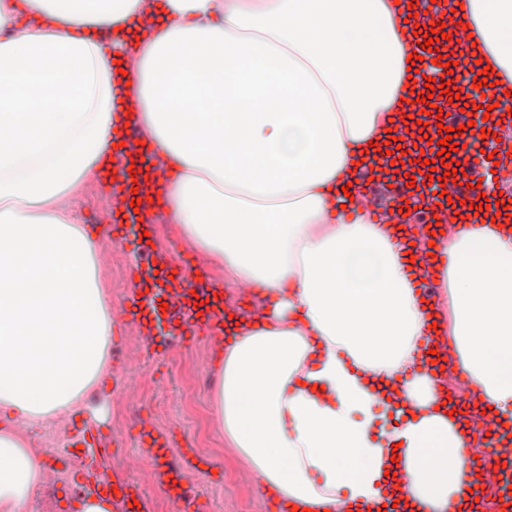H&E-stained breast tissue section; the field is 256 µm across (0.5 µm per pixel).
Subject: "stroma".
<instances>
[{
  "label": "stroma",
  "mask_w": 512,
  "mask_h": 512,
  "mask_svg": "<svg viewBox=\"0 0 512 512\" xmlns=\"http://www.w3.org/2000/svg\"><path fill=\"white\" fill-rule=\"evenodd\" d=\"M96 243L112 255L111 239L100 237ZM128 267V258L112 255L110 262L100 268L102 286L114 309L112 326L119 337L131 335L134 330L119 314L132 283ZM129 351L136 358L135 364L123 366L117 357H110L111 385L91 390L68 421L47 422L29 432L32 447L54 457L57 467L45 471L42 489L27 512H77L75 503L65 501L60 481L83 478L84 452L78 447L76 428L96 408L101 411L98 428L104 438L97 449L100 475L113 484L138 482L151 497V512L174 510L155 485L153 462L138 438L136 421L140 418L173 433L177 445H190L204 458V465L187 470L186 478L206 512H273L272 502L246 478L242 457L217 430L212 345L195 342L162 363L137 346H130ZM131 456L139 459L132 471L124 465Z\"/></svg>",
  "instance_id": "1"
}]
</instances>
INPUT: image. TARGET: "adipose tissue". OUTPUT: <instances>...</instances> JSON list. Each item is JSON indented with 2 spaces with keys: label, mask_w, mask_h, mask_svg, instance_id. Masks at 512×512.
<instances>
[{
  "label": "adipose tissue",
  "mask_w": 512,
  "mask_h": 512,
  "mask_svg": "<svg viewBox=\"0 0 512 512\" xmlns=\"http://www.w3.org/2000/svg\"><path fill=\"white\" fill-rule=\"evenodd\" d=\"M453 38L512 92V0H447ZM110 29L115 53L96 38ZM413 28L395 0H0V512L43 484L28 432L109 381L111 306L76 203L110 171L125 124L161 154L168 223L257 288L223 320L218 430L282 512H443L479 442L417 369L433 318L457 375L512 413V230L457 215L437 242L434 301L408 260V212L348 200L374 183L407 118Z\"/></svg>",
  "instance_id": "obj_1"
}]
</instances>
